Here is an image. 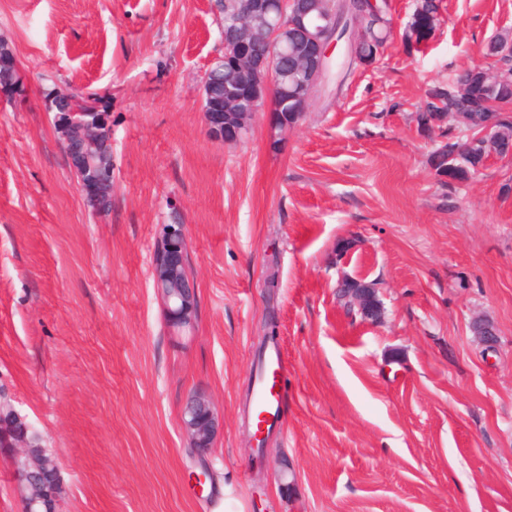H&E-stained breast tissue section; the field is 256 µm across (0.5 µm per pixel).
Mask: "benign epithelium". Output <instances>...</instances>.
<instances>
[{
    "instance_id": "7a95c632",
    "label": "benign epithelium",
    "mask_w": 512,
    "mask_h": 512,
    "mask_svg": "<svg viewBox=\"0 0 512 512\" xmlns=\"http://www.w3.org/2000/svg\"><path fill=\"white\" fill-rule=\"evenodd\" d=\"M254 16L267 21L269 46L263 54L250 51L242 37ZM335 26L326 11V0H232L222 20L223 54L216 56L200 82L201 111L207 136L217 141L243 140L250 126H237L231 113L224 111V96L236 99L237 111L246 117L268 108L270 133L276 138L288 130L280 126L281 108L274 94V81L280 62L288 59V39L296 36L311 53L310 62L297 64L302 74L299 87L292 93L294 111L305 112L328 72L337 41L329 37ZM236 76L224 85V72ZM25 75L10 45L0 42V99L8 98L24 86ZM44 110L53 114V128L60 147L83 197L85 208L95 216L109 213L112 207L104 187L112 185V119L99 96L86 93L79 97L62 87L41 92ZM504 114L482 112L470 123L478 131L477 139L489 150V157L511 159L512 148L502 153L495 145L499 123ZM188 249L185 226L164 224L152 261L153 285L164 302L168 330H194L198 315L196 281L189 275L178 278L186 264ZM346 292L359 314L373 318L377 314L376 289L352 282ZM182 429L190 444L201 455L213 446L219 419L209 400L203 396L187 399ZM10 438L13 460L22 466L23 481L18 483L25 512H57L59 501L57 470L39 458L40 434L0 391V437Z\"/></svg>"
}]
</instances>
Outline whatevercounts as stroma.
Instances as JSON below:
<instances>
[{
  "label": "stroma",
  "mask_w": 512,
  "mask_h": 512,
  "mask_svg": "<svg viewBox=\"0 0 512 512\" xmlns=\"http://www.w3.org/2000/svg\"><path fill=\"white\" fill-rule=\"evenodd\" d=\"M440 4L427 42L390 41L280 140L264 109L224 143L199 96L214 0H0L26 73L0 103V386L56 459L59 512H512V161L440 184L439 138L413 119L486 65L512 0ZM50 82L111 104L106 215L43 110ZM174 223L189 336L166 329L151 274ZM347 277L375 284L376 321L338 300ZM271 312L285 416L261 460L244 405ZM194 392L220 419L201 488L180 424Z\"/></svg>",
  "instance_id": "1"
}]
</instances>
